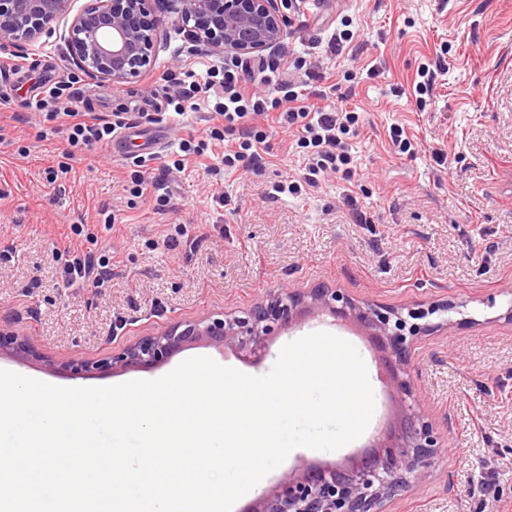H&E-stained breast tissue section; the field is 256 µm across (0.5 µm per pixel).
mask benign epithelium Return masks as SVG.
Wrapping results in <instances>:
<instances>
[{"mask_svg":"<svg viewBox=\"0 0 512 512\" xmlns=\"http://www.w3.org/2000/svg\"><path fill=\"white\" fill-rule=\"evenodd\" d=\"M280 0H162L164 17L181 26L192 43L204 42L216 52L237 58L259 56L283 42L288 19ZM67 0H0V49L33 39L60 18ZM146 0H89L70 23L68 59L74 66L121 84L144 74L155 47L160 18ZM456 313L457 323L473 318L453 302L427 308H393L358 301L338 288L315 285L285 288L245 311L210 312L191 321L172 323L138 337L102 357L54 360L34 337L0 325V353L38 363L74 377L107 374L131 367L167 362L185 346L206 339L258 356L278 336L305 318L330 317L362 327L382 350L389 394L397 422L367 450L344 463L319 464L291 472L259 497L247 512H389L402 488L420 487L429 477L443 436L416 391L409 357L419 338L451 322L428 320Z\"/></svg>","mask_w":512,"mask_h":512,"instance_id":"7a95c632","label":"benign epithelium"}]
</instances>
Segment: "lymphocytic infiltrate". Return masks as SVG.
<instances>
[{
	"label": "lymphocytic infiltrate",
	"mask_w": 512,
	"mask_h": 512,
	"mask_svg": "<svg viewBox=\"0 0 512 512\" xmlns=\"http://www.w3.org/2000/svg\"><path fill=\"white\" fill-rule=\"evenodd\" d=\"M260 81L267 87V94L251 92L242 79L237 66L224 69V98L216 102L211 113L212 122L227 128H240L242 138L235 145L225 147L223 163L235 168L242 164L260 165L263 157L259 152L265 136L258 128L259 122L271 121L277 128L295 132L296 145L308 156L307 171L302 181L276 185L279 193L296 195L303 186H315L326 172L348 170L353 161L349 136L359 121L357 112L341 106L329 105L330 93L320 89L319 104H307L305 94L297 91L295 84L284 82L280 59L271 58L259 67ZM50 97L66 96L69 105L64 111L71 128L72 147L89 149L105 141L115 129L128 126L129 120L120 116L116 120L95 118L85 120L76 105L78 94L67 90L65 83L51 88ZM57 255L64 257V279L67 284H99L111 273L109 257L96 255L94 251H78L70 244L54 245Z\"/></svg>",
	"instance_id": "obj_1"
}]
</instances>
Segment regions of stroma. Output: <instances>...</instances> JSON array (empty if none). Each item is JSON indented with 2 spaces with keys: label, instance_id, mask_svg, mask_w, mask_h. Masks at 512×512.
<instances>
[{
  "label": "stroma",
  "instance_id": "obj_1",
  "mask_svg": "<svg viewBox=\"0 0 512 512\" xmlns=\"http://www.w3.org/2000/svg\"><path fill=\"white\" fill-rule=\"evenodd\" d=\"M347 21L341 54L319 42ZM69 20L50 34L0 50L19 62L0 74V323L35 336L48 356L81 358L112 351L168 324L213 311L250 308L267 293L325 284L391 307L466 304L474 323L422 337L411 353L416 390L444 437L436 467L420 488L398 492L392 512H512V0H302L271 55L285 65L312 55L336 95L360 115L351 138L350 179L329 174L301 196L270 197L307 159L292 138L270 130L258 167L224 170L218 157L237 129L211 139L206 109L162 124L164 140L132 190L130 154L104 145L73 150L64 119L30 112L32 87L73 81L80 108L108 117L168 104L225 57L192 45L161 22L145 78L115 85L67 60ZM438 66L426 107L414 87L421 64ZM353 81H344V73ZM418 142L396 152L393 126ZM206 140L204 155L173 169L179 139ZM443 153L437 164L434 153ZM66 176L53 178L58 166ZM353 193L373 215L356 224ZM231 198L236 211L224 207ZM89 225L113 258L102 287L70 286L53 245L70 225ZM179 246L165 248L176 228ZM308 319L271 337L260 359L238 358L207 340L189 344L155 368L71 378L0 355V369L66 388H94L165 376L208 357L250 376L266 375L288 343L319 332ZM365 432L336 451L294 449L268 473L273 486L294 469L340 462L382 436L395 410L375 390Z\"/></svg>",
  "mask_w": 512,
  "mask_h": 512
}]
</instances>
